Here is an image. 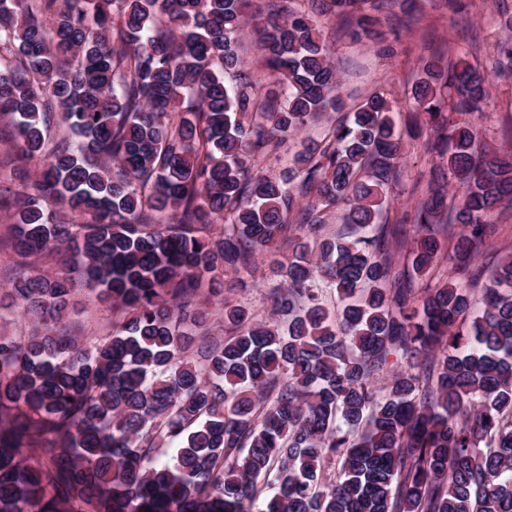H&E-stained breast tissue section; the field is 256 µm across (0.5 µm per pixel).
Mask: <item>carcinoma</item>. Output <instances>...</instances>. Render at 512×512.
Returning a JSON list of instances; mask_svg holds the SVG:
<instances>
[{
	"instance_id": "carcinoma-1",
	"label": "carcinoma",
	"mask_w": 512,
	"mask_h": 512,
	"mask_svg": "<svg viewBox=\"0 0 512 512\" xmlns=\"http://www.w3.org/2000/svg\"><path fill=\"white\" fill-rule=\"evenodd\" d=\"M316 2L358 37L390 22L396 0ZM249 8L0 0V115L14 157H51L0 195V246L20 267L7 299L33 320L26 336L0 332V512H512V256L479 263L491 212L512 203V151L482 143L487 78L435 57L413 92L410 126L432 128L430 151L465 189L450 208L434 180L414 209L418 275L440 250L430 227H463L459 279L418 293L393 272L396 233L377 223L403 144L391 103L370 94L287 171L264 173L285 135L345 103L317 21L276 0L260 44L287 94L258 100L237 41ZM54 112L65 132L50 141ZM341 204L349 234L323 237ZM222 221L232 232L211 234ZM291 224L314 244L272 267L287 329L226 306L237 334L195 348L204 293L228 269L250 274ZM64 254L52 275L27 270ZM74 273L125 312L112 335L64 334ZM484 275L473 318L463 281ZM320 277L343 301L336 320L312 288ZM398 354L423 367L396 370L380 399L371 377Z\"/></svg>"
}]
</instances>
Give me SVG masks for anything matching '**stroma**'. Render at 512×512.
Here are the masks:
<instances>
[{
    "mask_svg": "<svg viewBox=\"0 0 512 512\" xmlns=\"http://www.w3.org/2000/svg\"><path fill=\"white\" fill-rule=\"evenodd\" d=\"M509 19L512 0H419L416 10L399 14L395 31H384L379 40L354 39L349 29L335 19L323 20L322 25L341 79L346 108H355L378 90L391 102L394 118L403 119L413 105L412 91L421 76L422 63L437 54L449 60L463 58L487 70L490 80L489 106L481 123L483 142L512 149V135L504 136L502 130L503 121L512 118V72L500 74L493 69L500 46L512 41V32L505 26ZM431 136L427 128L404 135L400 177L379 218L380 223L397 228L399 243L392 251V264L400 273H410V251L417 236L415 226L401 223L400 218L413 212L422 200L430 172L439 162L426 146ZM432 230L442 241L443 251L427 274L413 275L412 283L418 289L454 273L450 254L461 225L436 224ZM290 250L288 239H281L273 255L257 257L251 276L241 280L234 272H226L223 296L212 299L207 306L211 340L221 342L232 335L224 323L225 305H239L260 318H268L271 292L280 285L271 263L286 259ZM121 319V313L110 305L90 303L84 284L74 281L73 306L64 319L72 334L97 340L108 336Z\"/></svg>",
    "mask_w": 512,
    "mask_h": 512,
    "instance_id": "obj_1",
    "label": "stroma"
}]
</instances>
